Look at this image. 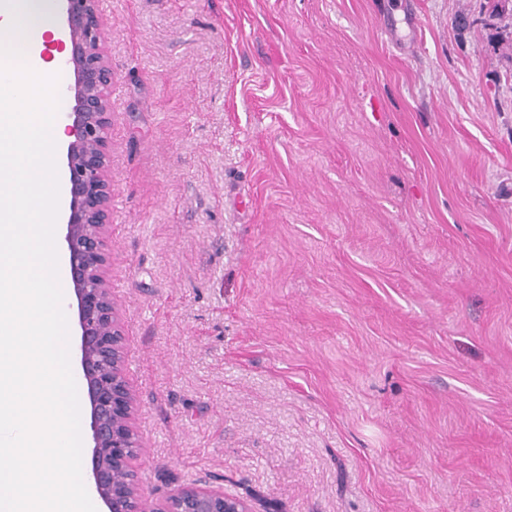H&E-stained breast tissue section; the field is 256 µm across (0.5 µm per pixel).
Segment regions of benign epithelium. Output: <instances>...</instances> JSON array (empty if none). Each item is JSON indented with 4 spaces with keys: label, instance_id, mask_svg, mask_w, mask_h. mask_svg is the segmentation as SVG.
Masks as SVG:
<instances>
[{
    "label": "benign epithelium",
    "instance_id": "1",
    "mask_svg": "<svg viewBox=\"0 0 512 512\" xmlns=\"http://www.w3.org/2000/svg\"><path fill=\"white\" fill-rule=\"evenodd\" d=\"M64 18L62 49L71 81L64 87L73 105L64 158V248L77 305L81 377L89 402L91 479L107 512H251L221 487L193 483L156 500L132 486L118 489L133 470L127 449L141 447L133 427L131 385L107 361L121 363L124 338L108 285V224L112 200L110 89L112 64L102 39L98 0H59Z\"/></svg>",
    "mask_w": 512,
    "mask_h": 512
}]
</instances>
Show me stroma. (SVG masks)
I'll return each instance as SVG.
<instances>
[{"label":"stroma","instance_id":"obj_1","mask_svg":"<svg viewBox=\"0 0 512 512\" xmlns=\"http://www.w3.org/2000/svg\"><path fill=\"white\" fill-rule=\"evenodd\" d=\"M497 3L106 0L109 288L144 497L512 512Z\"/></svg>","mask_w":512,"mask_h":512}]
</instances>
